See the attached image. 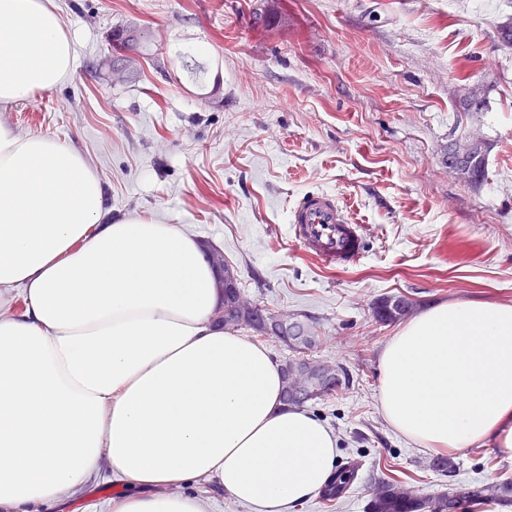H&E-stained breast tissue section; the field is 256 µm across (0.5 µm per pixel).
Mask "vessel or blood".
I'll return each instance as SVG.
<instances>
[{
  "mask_svg": "<svg viewBox=\"0 0 512 512\" xmlns=\"http://www.w3.org/2000/svg\"><path fill=\"white\" fill-rule=\"evenodd\" d=\"M289 229L292 239L305 254L329 268H350L364 257V228L352 219L334 194L309 192L303 195L289 213Z\"/></svg>",
  "mask_w": 512,
  "mask_h": 512,
  "instance_id": "b4317fda",
  "label": "vessel or blood"
}]
</instances>
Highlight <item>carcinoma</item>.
Segmentation results:
<instances>
[{"instance_id": "1", "label": "carcinoma", "mask_w": 512, "mask_h": 512, "mask_svg": "<svg viewBox=\"0 0 512 512\" xmlns=\"http://www.w3.org/2000/svg\"><path fill=\"white\" fill-rule=\"evenodd\" d=\"M458 172L468 181L478 183L485 178V150L473 148L462 160ZM223 297L216 310L215 321L228 329L249 328L262 332V320L257 314L266 312L259 303L252 302L245 296L241 287L222 289ZM392 298L387 296L379 299L373 308V315L380 323H391L413 313L415 302L408 304V309L392 313L388 311ZM291 325L287 329L274 334V338L285 342L296 356L288 359V377L283 379L282 397L284 403L303 407L309 402L329 397L346 386L347 374L336 364L322 359H312L309 354L319 344L312 319L306 314L292 313L288 315ZM308 362L317 365V371L302 381L306 387L307 397L295 400L290 396L295 365ZM430 467L438 475L448 478V491L422 496L412 487L401 481L379 477L375 479L369 499L365 504V512H471V506L477 501L491 500L501 503H512V479L505 478L489 484L461 483L454 479L455 466L445 457H435ZM357 477L354 467L336 472L333 478L321 489V498L333 502L347 492Z\"/></svg>"}]
</instances>
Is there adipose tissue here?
I'll list each match as a JSON object with an SVG mask.
<instances>
[{
    "label": "adipose tissue",
    "mask_w": 512,
    "mask_h": 512,
    "mask_svg": "<svg viewBox=\"0 0 512 512\" xmlns=\"http://www.w3.org/2000/svg\"><path fill=\"white\" fill-rule=\"evenodd\" d=\"M72 47L45 0H0V103L55 87ZM83 157L0 127V512L61 503L110 463L105 512H208L179 493L217 480L285 512L330 478L336 439L280 402L266 346L213 322L216 274L196 237L148 218L104 223ZM379 405L422 449L512 459V304L426 309L378 359Z\"/></svg>",
    "instance_id": "1"
}]
</instances>
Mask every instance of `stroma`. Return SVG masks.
<instances>
[{
    "label": "stroma",
    "mask_w": 512,
    "mask_h": 512,
    "mask_svg": "<svg viewBox=\"0 0 512 512\" xmlns=\"http://www.w3.org/2000/svg\"><path fill=\"white\" fill-rule=\"evenodd\" d=\"M49 2L73 69L0 104V126L81 153L112 218L175 224L220 249L249 298L310 315L316 357L350 376L308 408L357 478L335 502L314 495L288 512H363L376 476L447 491L431 452L380 409L377 356L398 326L372 306L512 303V0ZM117 28L139 33L136 50H113ZM474 89L482 110L456 118ZM461 136L488 145L481 184L445 161ZM320 190L364 226L353 268H327L288 233L291 207ZM452 458L457 480L512 478L495 449ZM398 297L399 296L383 297L375 303V306L373 308V315L378 322L391 323L396 320L403 319V317L407 316L408 314L411 315L413 313V311L415 310V307H416V303L413 301L408 304L407 310L398 311L396 313H392V312L387 313L389 303L392 301V299H395Z\"/></svg>",
    "instance_id": "35a3bbf8"
}]
</instances>
